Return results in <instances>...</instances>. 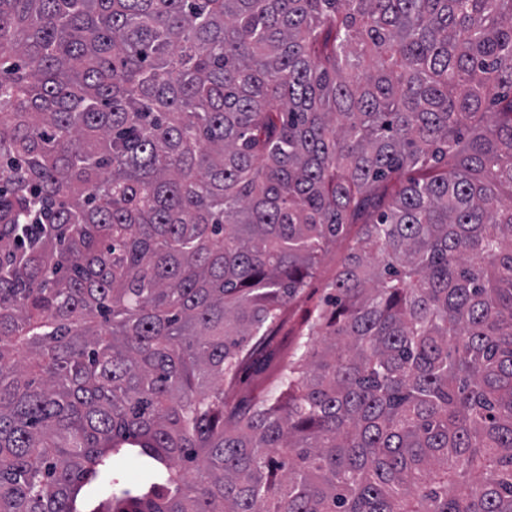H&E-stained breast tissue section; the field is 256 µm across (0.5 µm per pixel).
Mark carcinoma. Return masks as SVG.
Segmentation results:
<instances>
[{
  "instance_id": "obj_1",
  "label": "carcinoma",
  "mask_w": 512,
  "mask_h": 512,
  "mask_svg": "<svg viewBox=\"0 0 512 512\" xmlns=\"http://www.w3.org/2000/svg\"><path fill=\"white\" fill-rule=\"evenodd\" d=\"M0 512H512V0H0ZM343 247V244H337L322 257L320 268L310 281L302 301L293 307L292 325H297L305 312L318 303L329 291L326 285L336 272V267L343 254Z\"/></svg>"
}]
</instances>
